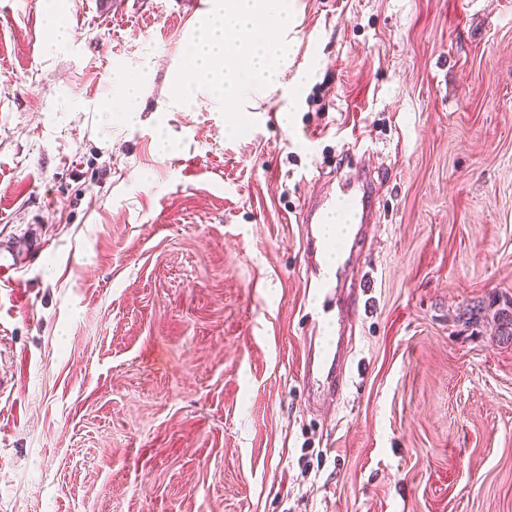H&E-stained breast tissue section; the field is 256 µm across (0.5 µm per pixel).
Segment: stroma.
I'll use <instances>...</instances> for the list:
<instances>
[{
	"instance_id": "stroma-1",
	"label": "stroma",
	"mask_w": 512,
	"mask_h": 512,
	"mask_svg": "<svg viewBox=\"0 0 512 512\" xmlns=\"http://www.w3.org/2000/svg\"><path fill=\"white\" fill-rule=\"evenodd\" d=\"M0 0V512H512V0H296L230 138L159 112L193 0ZM143 77L115 112L118 74ZM289 122H281V113ZM380 169L339 401L304 204ZM141 81L127 78L120 84V92L117 99L113 101V107L119 112H139L140 100L144 91ZM27 242L20 244L18 241L0 246V280L9 277L12 271L18 269L20 255L28 251ZM331 309L322 305L321 309H313L311 316V335L304 336V359L301 366V376L303 382L313 385L314 383L327 384L329 395L339 399L341 389L346 376L345 365L336 362V353L325 350L317 342L318 329L320 322H324ZM320 385V384H319Z\"/></svg>"
}]
</instances>
